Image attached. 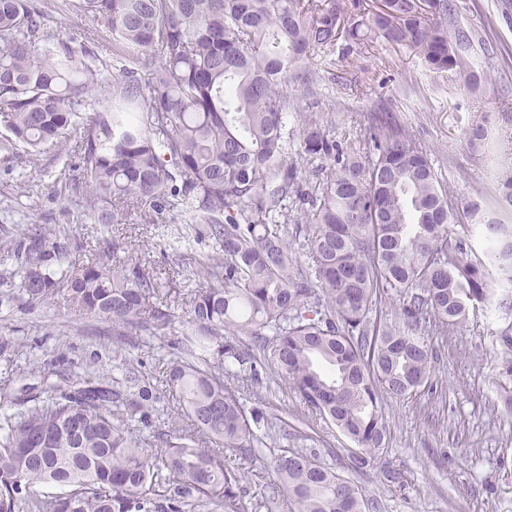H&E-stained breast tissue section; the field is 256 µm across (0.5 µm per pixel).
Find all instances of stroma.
Returning <instances> with one entry per match:
<instances>
[{"label":"stroma","mask_w":512,"mask_h":512,"mask_svg":"<svg viewBox=\"0 0 512 512\" xmlns=\"http://www.w3.org/2000/svg\"><path fill=\"white\" fill-rule=\"evenodd\" d=\"M460 19L493 46L491 57H478L491 74L489 83L471 91L455 75L432 77L422 72L410 51L382 42L370 43L349 58L337 59L336 96L324 100L317 114L340 135L364 139L365 112L385 105L396 113L430 153L454 201L481 196L493 200L496 177L512 168V0H456ZM490 122L495 137L492 158L472 149L464 132ZM0 127V244L35 224L65 228L87 248L108 237L125 243L134 256L172 287L194 288L190 265L177 264L172 236L162 225L143 223L140 211L127 221L103 226L86 217L84 196L64 195V179L79 177L76 160L47 152L26 155L23 147L5 144ZM503 318L476 310L461 329L445 338L430 337L431 378L416 395L384 403L389 424L388 449L376 463L348 468L346 438L308 410L278 377L263 375L246 407L276 414L286 437L277 448H259L262 463L230 456L246 472L241 512H264L262 493L273 478L266 470L276 449L311 446L325 462L367 489L378 512H512V411L500 401L496 343ZM172 330L121 336L110 322L77 319L62 310L0 311V341L16 346V356H0V389L22 385L20 375L35 365L77 371L96 360L111 376L125 374L131 361L149 391L160 392L177 351ZM399 473L383 480V470Z\"/></svg>","instance_id":"stroma-1"}]
</instances>
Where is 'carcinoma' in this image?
<instances>
[{
	"label": "carcinoma",
	"mask_w": 512,
	"mask_h": 512,
	"mask_svg": "<svg viewBox=\"0 0 512 512\" xmlns=\"http://www.w3.org/2000/svg\"><path fill=\"white\" fill-rule=\"evenodd\" d=\"M79 36L59 37L45 0H0V125L32 152H74L96 224H121L132 203L149 222L167 213L178 238L206 241L199 287L183 298L126 247L104 239L98 258L36 226L0 261V309L62 307L130 336L189 307L166 374L183 421L155 440L161 399L91 363L44 389L0 392V512H239L245 473L225 453L257 459L277 423L246 408L263 370L348 438L352 466L384 452L387 399L430 377L423 336H446L481 306L512 314V176L496 208L458 207L430 154L392 113H366L364 148L325 128L312 109L324 77L314 53L374 39L406 48L424 70L471 88L486 46L455 0H383L354 22L338 0H73ZM112 36L101 51L99 33ZM306 85L297 97L291 84ZM486 215L481 251L449 225ZM397 306L396 323L383 310ZM251 339V351L238 337ZM499 375L512 381V322ZM266 422L264 437L258 436ZM278 512H372L378 502L316 453L282 449L272 461Z\"/></svg>",
	"instance_id": "obj_1"
}]
</instances>
